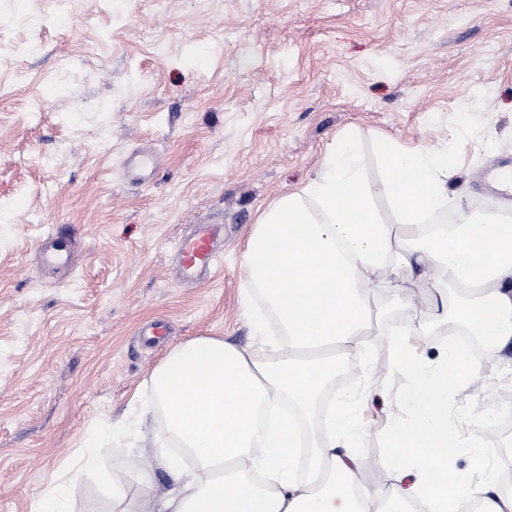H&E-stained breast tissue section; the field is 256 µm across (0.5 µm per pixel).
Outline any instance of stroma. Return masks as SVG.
Wrapping results in <instances>:
<instances>
[{
    "label": "stroma",
    "instance_id": "35a3bbf8",
    "mask_svg": "<svg viewBox=\"0 0 512 512\" xmlns=\"http://www.w3.org/2000/svg\"><path fill=\"white\" fill-rule=\"evenodd\" d=\"M347 138L368 181L386 147L447 153L450 207L512 218L485 172L512 162V0H0V512H34L104 409L133 395L158 429L146 382L176 345L208 336L257 348L242 262L262 214L300 191ZM151 155L143 180L125 159ZM197 224L224 230L214 279L180 278L173 246ZM68 247L47 266L42 246ZM436 363L467 324L368 294L366 334L317 404L355 411L369 486L387 491L385 429L406 421L405 373L388 371L399 326ZM448 400L469 434L494 415L512 456V348L482 352ZM151 474L114 498L96 476L72 512H143L173 486L150 449L119 434L104 459Z\"/></svg>",
    "mask_w": 512,
    "mask_h": 512
}]
</instances>
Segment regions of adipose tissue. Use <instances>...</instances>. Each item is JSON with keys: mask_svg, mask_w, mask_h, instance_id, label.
Listing matches in <instances>:
<instances>
[{"mask_svg": "<svg viewBox=\"0 0 512 512\" xmlns=\"http://www.w3.org/2000/svg\"><path fill=\"white\" fill-rule=\"evenodd\" d=\"M381 161L385 179L376 187L359 165L358 142L342 141L312 183L282 197L253 229L243 309L259 335L266 314L277 316L282 338L272 357L210 337L174 347L149 378L165 414L161 430L147 436L132 419L96 422L72 466L40 493L36 512H72L70 486L86 471L120 493L102 464L117 429L146 440L176 474V488L156 512H410L415 505L422 512H512V489L487 459L497 431L486 425L463 439L448 421L449 394L477 374L463 347L445 348L430 365L405 344L413 327L396 331L392 366L408 376L410 418L387 430L382 463L398 482L384 500L348 448L361 439L362 423L345 411L332 416L329 442L293 423L310 417L335 377L336 353L361 346L367 295L381 279L406 307L415 305L412 282L420 280L438 296L443 317L449 287L459 288L461 311L486 347L512 346V221L463 210L455 223H431L448 207L447 155L389 148ZM380 192L394 224L375 206ZM397 225L411 230L406 243L397 241ZM255 292L264 307L253 306ZM175 443L193 458L192 469L170 454ZM463 453L471 459L466 470L456 466Z\"/></svg>", "mask_w": 512, "mask_h": 512, "instance_id": "ef3b65f1", "label": "adipose tissue"}]
</instances>
